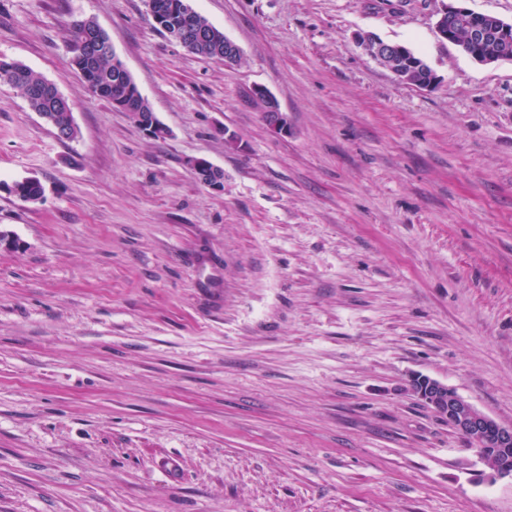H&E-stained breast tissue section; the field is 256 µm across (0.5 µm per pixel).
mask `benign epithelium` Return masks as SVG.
Returning <instances> with one entry per match:
<instances>
[{
  "label": "benign epithelium",
  "instance_id": "benign-epithelium-1",
  "mask_svg": "<svg viewBox=\"0 0 512 512\" xmlns=\"http://www.w3.org/2000/svg\"><path fill=\"white\" fill-rule=\"evenodd\" d=\"M464 2L466 0H450V3L440 12L436 30L442 39L454 40L452 24L458 19L476 15V11L466 7ZM147 5L149 13L161 23L162 29L171 41L186 49L195 48L197 41L189 37L187 30L183 27V22H192L198 16L190 0H181V23L172 25L163 21L164 10L160 9L158 0H147ZM511 40L512 22H505L493 16L491 20H483L470 28L469 41L463 45V49L469 53L478 44ZM359 45L379 65L392 72L398 66L408 71L417 67L411 50L404 45L385 42L371 34L360 36ZM253 97L262 106L266 124L278 134H288V118L281 111L277 100L263 87L255 88ZM128 116L136 126L153 139H163L170 134L169 129L157 119L153 112L130 111ZM187 166L204 187L215 192L224 190V177L221 176L220 169L208 160L192 157L187 160ZM409 391L434 414L450 420L455 430L472 442L491 438L501 448L512 446L511 425L502 424L480 412L448 385L427 376L417 375L413 377V383L409 384ZM480 460L490 469L488 475L490 481L508 477L512 479V462L504 459H489L484 456L480 457Z\"/></svg>",
  "mask_w": 512,
  "mask_h": 512
}]
</instances>
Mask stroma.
Segmentation results:
<instances>
[{
    "label": "stroma",
    "mask_w": 512,
    "mask_h": 512,
    "mask_svg": "<svg viewBox=\"0 0 512 512\" xmlns=\"http://www.w3.org/2000/svg\"><path fill=\"white\" fill-rule=\"evenodd\" d=\"M444 2L192 0L239 46L227 66L146 0H0V58L79 129L58 140L0 85L20 242L0 249V512H512V482L408 391L425 375L512 424V60L440 38ZM87 18L168 137L72 68ZM26 177L41 202L3 190ZM359 45L363 51L374 59L379 65L395 73L396 67H402L404 70L411 72L417 67V62L413 59V55L407 46L385 42L371 34L362 35L359 38ZM414 53V52H413ZM419 62V67L412 76V81L421 83L429 81L431 76V68L418 54L414 53ZM436 79V78H435ZM431 77L429 83L418 85L419 87H429L435 81ZM253 97L262 106L266 124L278 134H288V118L281 111L277 100L263 87H256ZM186 164L204 187L215 192L224 190V177L221 176L220 169L208 160L192 157Z\"/></svg>",
    "instance_id": "35a3bbf8"
}]
</instances>
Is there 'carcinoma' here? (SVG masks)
Here are the masks:
<instances>
[{
    "instance_id": "carcinoma-1",
    "label": "carcinoma",
    "mask_w": 512,
    "mask_h": 512,
    "mask_svg": "<svg viewBox=\"0 0 512 512\" xmlns=\"http://www.w3.org/2000/svg\"><path fill=\"white\" fill-rule=\"evenodd\" d=\"M198 23L209 30L204 46L195 50V54L209 59L224 58V32L212 25L204 16H198ZM98 24L92 19L83 20L75 25L71 34L73 46L72 65L79 72L93 96L119 108L125 109L128 102L134 103L133 109L142 112L151 111L149 101L134 98L132 82L123 85L116 82L112 57L102 53L96 58L87 55V33L94 32ZM0 84L18 90L29 108L43 116L49 125L66 124L70 127L69 139L78 137L79 130L73 114L60 105V92L57 87L41 74L19 61L0 59ZM17 199L24 203H36L44 196V187L34 178L16 181L9 187Z\"/></svg>"
}]
</instances>
